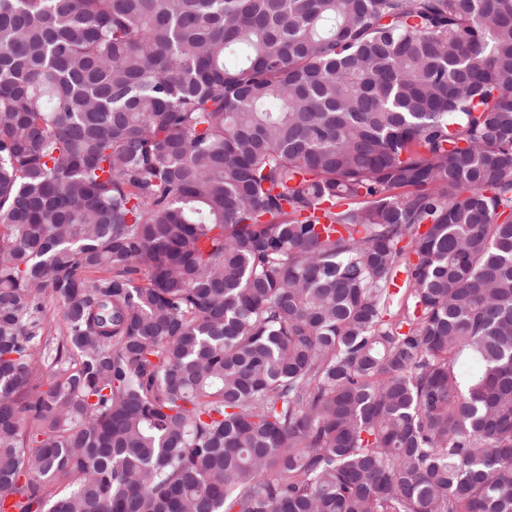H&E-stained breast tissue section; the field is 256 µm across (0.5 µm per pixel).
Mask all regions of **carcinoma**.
<instances>
[{"mask_svg": "<svg viewBox=\"0 0 512 512\" xmlns=\"http://www.w3.org/2000/svg\"><path fill=\"white\" fill-rule=\"evenodd\" d=\"M0 512H512V0H0Z\"/></svg>", "mask_w": 512, "mask_h": 512, "instance_id": "obj_1", "label": "carcinoma"}]
</instances>
